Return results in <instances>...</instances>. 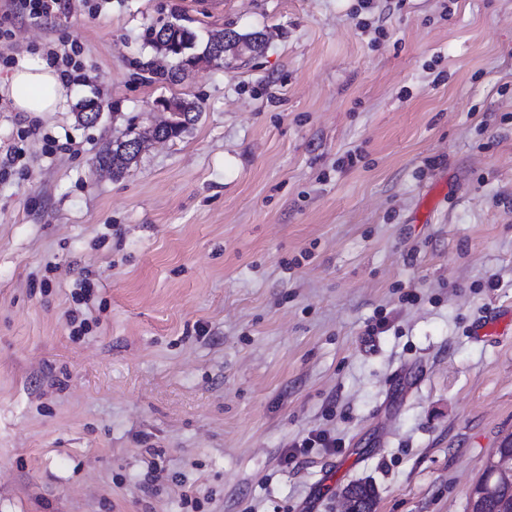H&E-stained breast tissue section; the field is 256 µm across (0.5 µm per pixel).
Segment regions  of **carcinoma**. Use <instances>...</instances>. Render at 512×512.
<instances>
[{"mask_svg": "<svg viewBox=\"0 0 512 512\" xmlns=\"http://www.w3.org/2000/svg\"><path fill=\"white\" fill-rule=\"evenodd\" d=\"M166 35L172 47L169 68H159L162 78L177 82L184 78L190 70L201 66L218 62L212 55L210 47L214 42L224 40V31L212 33L204 47H198L197 37L194 32L177 22H168L158 29L149 31V42L156 41L158 34ZM138 138L134 126H129L123 138L112 141L99 157V164L106 166L116 175L123 173L125 169L137 158L139 152L130 151L127 145ZM346 496L358 507L359 512H373L375 505V491L367 483H359L348 487ZM512 504V487H503L483 500L482 512H502L504 502Z\"/></svg>", "mask_w": 512, "mask_h": 512, "instance_id": "carcinoma-1", "label": "carcinoma"}]
</instances>
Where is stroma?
<instances>
[{"label":"stroma","instance_id":"1","mask_svg":"<svg viewBox=\"0 0 512 512\" xmlns=\"http://www.w3.org/2000/svg\"><path fill=\"white\" fill-rule=\"evenodd\" d=\"M174 19L266 47L172 83L148 31ZM14 32L0 55L65 40L83 65L36 116L0 67V150L25 148L0 180V512H340L356 482L375 512H466L512 434V332L473 334L512 308V0H76ZM173 95L199 119L101 169ZM319 431L335 447L282 465Z\"/></svg>","mask_w":512,"mask_h":512}]
</instances>
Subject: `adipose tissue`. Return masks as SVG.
<instances>
[{"instance_id":"1","label":"adipose tissue","mask_w":512,"mask_h":512,"mask_svg":"<svg viewBox=\"0 0 512 512\" xmlns=\"http://www.w3.org/2000/svg\"><path fill=\"white\" fill-rule=\"evenodd\" d=\"M9 96L15 111L54 112L64 103L66 89L53 67L44 60L31 58L21 61L15 69Z\"/></svg>"}]
</instances>
